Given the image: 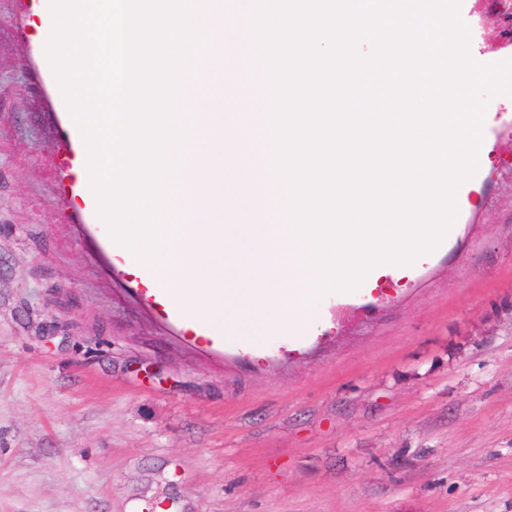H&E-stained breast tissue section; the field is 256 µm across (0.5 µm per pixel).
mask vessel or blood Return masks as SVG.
<instances>
[{"label":"vessel or blood","mask_w":512,"mask_h":512,"mask_svg":"<svg viewBox=\"0 0 512 512\" xmlns=\"http://www.w3.org/2000/svg\"><path fill=\"white\" fill-rule=\"evenodd\" d=\"M482 2L483 0H460L459 15L469 29L471 43L477 46L472 55L473 60L484 65L512 60V48L488 46L487 34L493 13L483 8ZM34 50L55 100L66 142V149L59 160L62 171L59 191L68 203L62 217L66 220H78L89 229H96L101 219L97 213V198L90 187L87 146L71 117L49 62L45 41L35 43ZM223 65V42L218 41L217 37H208L203 47V64L189 79L190 84L198 91L197 97L190 104V113L197 122H204L209 112L221 107L223 95L217 90L218 82L212 77L211 69ZM509 135H512V113L505 111L500 101L488 99L482 127L483 143L494 145ZM99 245L117 263L122 282L132 288L137 297L165 322L183 335L205 339L207 347L213 350H223V328L210 325L190 312L176 294L171 281L163 280L156 266L140 261L132 251L118 252L112 237L102 238Z\"/></svg>","instance_id":"obj_1"}]
</instances>
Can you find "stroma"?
<instances>
[{"label":"stroma","mask_w":512,"mask_h":512,"mask_svg":"<svg viewBox=\"0 0 512 512\" xmlns=\"http://www.w3.org/2000/svg\"><path fill=\"white\" fill-rule=\"evenodd\" d=\"M25 2L0 0V512H512V153L447 249L217 353L59 221Z\"/></svg>","instance_id":"obj_1"}]
</instances>
